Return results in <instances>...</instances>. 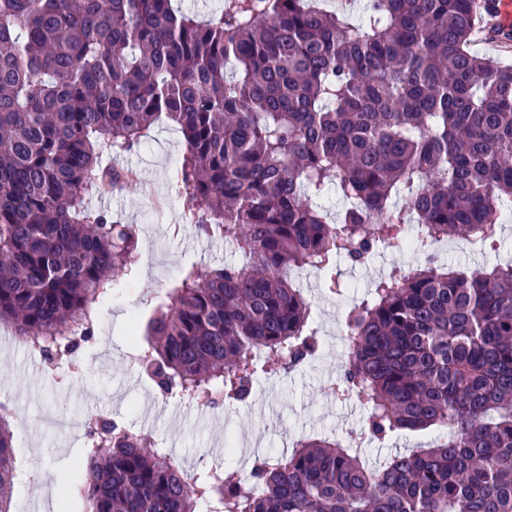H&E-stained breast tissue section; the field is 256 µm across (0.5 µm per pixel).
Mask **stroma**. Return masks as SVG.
Wrapping results in <instances>:
<instances>
[{
	"label": "stroma",
	"mask_w": 512,
	"mask_h": 512,
	"mask_svg": "<svg viewBox=\"0 0 512 512\" xmlns=\"http://www.w3.org/2000/svg\"><path fill=\"white\" fill-rule=\"evenodd\" d=\"M183 150L181 134L163 121L131 152L104 159L107 165L132 170L136 177L121 189L90 199L88 205L109 211L118 223L137 225L139 241L149 246L154 260L99 306L96 336L79 352L81 371H49L18 336L0 337V401L21 418L12 429L16 455L18 460L35 459L41 464L39 472L17 488L20 512H56L52 490L70 476L86 445L82 433L28 427V420L44 411L76 417L98 410L130 430L147 431L189 471L204 462L237 472L252 467L257 456L283 453L302 437L345 440L347 430L363 422L360 405L338 401L329 390L340 377L347 353L340 324L352 300L325 295L318 273L302 284L314 301L317 356L288 373L258 375L246 403L229 410L165 404L145 370L131 364L132 321H149L180 268L188 263L217 266L236 259L232 246L198 237L182 219L174 173ZM500 224L497 250L474 254L464 241L451 239L445 244L443 262L474 267L512 261V209L502 213ZM423 259L422 253L407 249L380 250L361 266L337 260L336 271L362 294L370 279L390 266H414ZM229 440H244L248 446L231 453L225 446Z\"/></svg>",
	"instance_id": "obj_1"
}]
</instances>
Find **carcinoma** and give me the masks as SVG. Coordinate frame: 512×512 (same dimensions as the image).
<instances>
[{
  "mask_svg": "<svg viewBox=\"0 0 512 512\" xmlns=\"http://www.w3.org/2000/svg\"><path fill=\"white\" fill-rule=\"evenodd\" d=\"M495 0H365L364 16L306 0H223L206 21L172 0H0V326L71 357L139 260L138 228L87 201L133 179L107 166L165 116L185 147L183 217L240 260L184 266L143 348L167 395L248 401L255 348L270 374L319 348L293 269L342 296L336 259L499 244L512 201V66L472 53ZM353 202L331 220L329 191ZM333 389L382 442L434 429L377 465L334 438L191 476L150 435L109 418L61 495L87 512H512V263L453 269L426 255L374 280L345 317ZM0 402V490L17 469Z\"/></svg>",
  "mask_w": 512,
  "mask_h": 512,
  "instance_id": "cac0c4a2",
  "label": "carcinoma"
}]
</instances>
